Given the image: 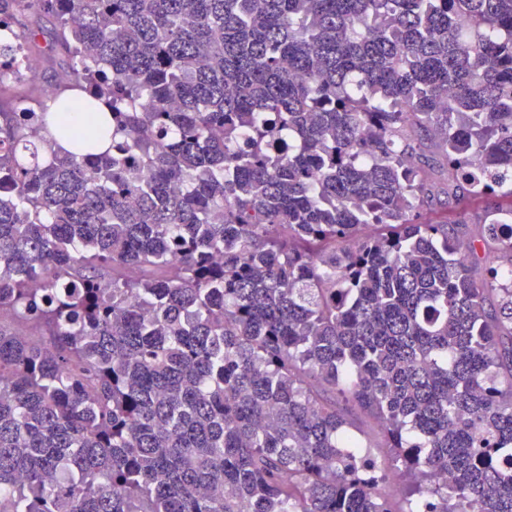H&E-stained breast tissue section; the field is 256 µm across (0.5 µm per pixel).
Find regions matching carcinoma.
<instances>
[{
  "instance_id": "1",
  "label": "carcinoma",
  "mask_w": 512,
  "mask_h": 512,
  "mask_svg": "<svg viewBox=\"0 0 512 512\" xmlns=\"http://www.w3.org/2000/svg\"><path fill=\"white\" fill-rule=\"evenodd\" d=\"M42 15L67 80L0 71V512H512V0H0V59ZM91 99L110 149L55 152Z\"/></svg>"
}]
</instances>
